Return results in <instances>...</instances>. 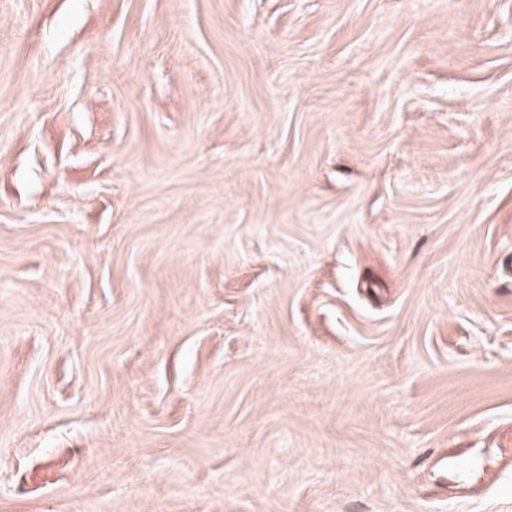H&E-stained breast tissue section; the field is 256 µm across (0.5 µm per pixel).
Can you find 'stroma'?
<instances>
[{"label":"stroma","mask_w":512,"mask_h":512,"mask_svg":"<svg viewBox=\"0 0 512 512\" xmlns=\"http://www.w3.org/2000/svg\"><path fill=\"white\" fill-rule=\"evenodd\" d=\"M0 512H512V0H0Z\"/></svg>","instance_id":"1"}]
</instances>
